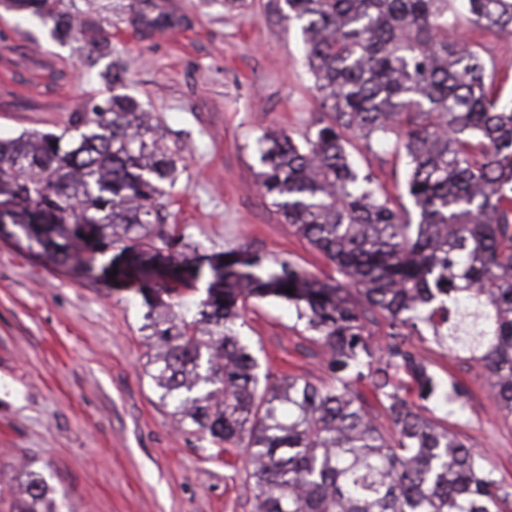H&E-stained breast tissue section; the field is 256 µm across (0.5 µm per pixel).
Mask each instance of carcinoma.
<instances>
[{
  "label": "carcinoma",
  "mask_w": 512,
  "mask_h": 512,
  "mask_svg": "<svg viewBox=\"0 0 512 512\" xmlns=\"http://www.w3.org/2000/svg\"><path fill=\"white\" fill-rule=\"evenodd\" d=\"M12 2L69 32L55 0ZM284 2L325 118L300 141L265 134L258 177L344 281L290 261L268 270L241 248L178 250L159 208L180 171L127 97L71 113L58 133L0 140V231L139 284L144 373L179 423L245 450L255 512H512L504 479L427 406L461 413L465 389H443L404 333L432 322L435 305L466 302L475 319L454 327L448 350L482 363L512 417V98L491 40L512 37V0ZM401 133L415 224L347 151ZM205 278L195 310L177 311L187 282ZM268 297L294 308L330 382L259 374L239 328L247 302ZM367 310L392 329L383 347ZM365 381L385 415L371 412ZM21 484L11 512H58L39 473L23 470Z\"/></svg>",
  "instance_id": "obj_1"
}]
</instances>
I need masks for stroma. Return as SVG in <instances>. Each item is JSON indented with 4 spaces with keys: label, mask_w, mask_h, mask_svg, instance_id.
<instances>
[{
    "label": "stroma",
    "mask_w": 512,
    "mask_h": 512,
    "mask_svg": "<svg viewBox=\"0 0 512 512\" xmlns=\"http://www.w3.org/2000/svg\"><path fill=\"white\" fill-rule=\"evenodd\" d=\"M82 27L0 5V139L57 132L70 113L134 98L174 154L180 176L161 214L206 254L244 247L319 279L335 266L297 236L258 184L257 141L269 130L314 133L320 107L298 23L284 0H56ZM108 42L109 53L97 45ZM120 82L104 78L113 64ZM402 140L363 150L392 195L403 194ZM135 286H116L39 248L0 237V500L22 469L56 487L61 512H254L243 450L219 451L181 428L145 375ZM241 334L261 369L319 382L328 375L288 304L249 305ZM413 343L440 381L467 390L448 426L512 484V417L499 412L481 365Z\"/></svg>",
    "instance_id": "stroma-1"
}]
</instances>
